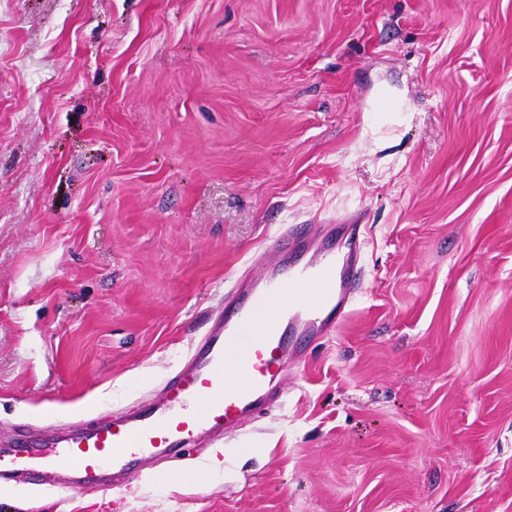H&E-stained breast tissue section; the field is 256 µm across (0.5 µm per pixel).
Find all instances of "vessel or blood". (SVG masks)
I'll use <instances>...</instances> for the list:
<instances>
[{
	"label": "vessel or blood",
	"instance_id": "vessel-or-blood-1",
	"mask_svg": "<svg viewBox=\"0 0 512 512\" xmlns=\"http://www.w3.org/2000/svg\"><path fill=\"white\" fill-rule=\"evenodd\" d=\"M339 231L346 250L330 239L311 257L303 256L295 231L276 237L271 249L284 263L236 291L160 399L133 414L70 425L59 436L21 432L12 465L36 477L52 455L74 486L93 491L104 474L118 478L138 464L181 459L202 436L224 435L274 404L280 377L305 356L303 339L333 332L347 315L361 227L343 224Z\"/></svg>",
	"mask_w": 512,
	"mask_h": 512
}]
</instances>
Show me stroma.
<instances>
[{
    "instance_id": "stroma-1",
    "label": "stroma",
    "mask_w": 512,
    "mask_h": 512,
    "mask_svg": "<svg viewBox=\"0 0 512 512\" xmlns=\"http://www.w3.org/2000/svg\"><path fill=\"white\" fill-rule=\"evenodd\" d=\"M349 313L198 487L0 512H512V0H0V455L161 395L287 228Z\"/></svg>"
}]
</instances>
